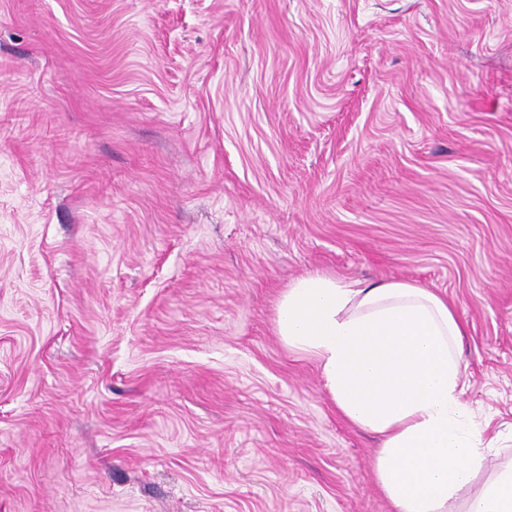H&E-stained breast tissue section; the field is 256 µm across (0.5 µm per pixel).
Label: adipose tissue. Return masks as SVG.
<instances>
[{
	"instance_id": "adipose-tissue-1",
	"label": "adipose tissue",
	"mask_w": 512,
	"mask_h": 512,
	"mask_svg": "<svg viewBox=\"0 0 512 512\" xmlns=\"http://www.w3.org/2000/svg\"><path fill=\"white\" fill-rule=\"evenodd\" d=\"M275 332L316 360L339 413L378 435L376 481L394 512H454L484 463L462 400L454 306L413 282L307 274L283 291ZM465 512H512V466Z\"/></svg>"
}]
</instances>
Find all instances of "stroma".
I'll use <instances>...</instances> for the list:
<instances>
[{"mask_svg": "<svg viewBox=\"0 0 512 512\" xmlns=\"http://www.w3.org/2000/svg\"><path fill=\"white\" fill-rule=\"evenodd\" d=\"M309 272L447 297L512 464V0H0V512H393Z\"/></svg>", "mask_w": 512, "mask_h": 512, "instance_id": "stroma-1", "label": "stroma"}]
</instances>
